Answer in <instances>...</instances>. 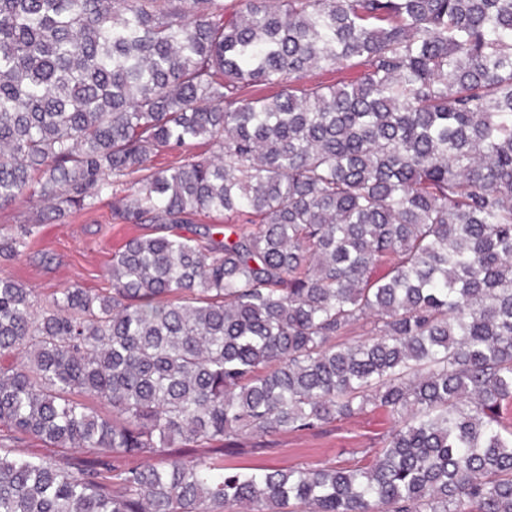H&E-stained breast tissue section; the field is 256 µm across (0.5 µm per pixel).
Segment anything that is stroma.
<instances>
[{"mask_svg":"<svg viewBox=\"0 0 512 512\" xmlns=\"http://www.w3.org/2000/svg\"><path fill=\"white\" fill-rule=\"evenodd\" d=\"M112 194H102L94 208L47 223L24 260L0 265V275H11L33 289L37 300L75 284L97 292L110 287L112 254L131 237L149 234L153 225L117 224L112 219ZM394 425L384 412H367L341 420L313 433H286L244 439L239 450L225 455L228 466L323 467L351 463L366 448L383 445ZM18 444L29 456L47 458L62 465L92 459L93 449L56 448L36 439L12 441L0 431V444Z\"/></svg>","mask_w":512,"mask_h":512,"instance_id":"35a3bbf8","label":"stroma"}]
</instances>
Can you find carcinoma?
I'll use <instances>...</instances> for the list:
<instances>
[{"label": "carcinoma", "instance_id": "carcinoma-1", "mask_svg": "<svg viewBox=\"0 0 512 512\" xmlns=\"http://www.w3.org/2000/svg\"><path fill=\"white\" fill-rule=\"evenodd\" d=\"M116 183L159 233L111 288L0 276V427L96 450L0 448V512H512V0H0V207ZM376 409L348 466L224 470ZM10 432L5 429L0 431V444L20 448L26 455L47 458L58 464L68 465L92 459L94 450L92 448H56L37 438H24L14 442Z\"/></svg>", "mask_w": 512, "mask_h": 512}]
</instances>
